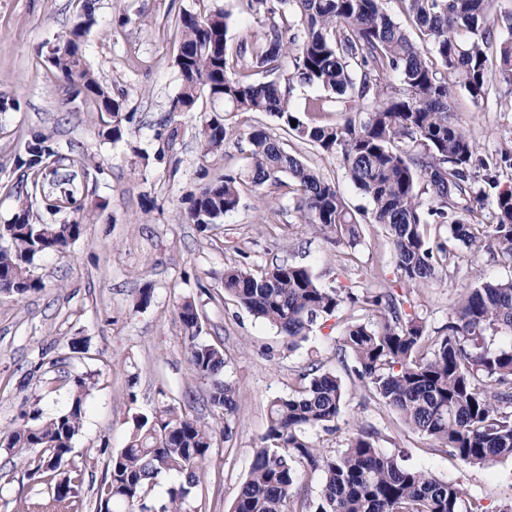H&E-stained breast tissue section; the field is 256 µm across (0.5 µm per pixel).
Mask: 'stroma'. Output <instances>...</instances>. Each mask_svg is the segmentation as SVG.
<instances>
[{
	"mask_svg": "<svg viewBox=\"0 0 512 512\" xmlns=\"http://www.w3.org/2000/svg\"><path fill=\"white\" fill-rule=\"evenodd\" d=\"M87 6L96 23L86 37V61L113 95H124V112L131 117L116 142L100 137L103 114L71 100L45 61L49 47ZM194 6V0H0V96L19 103L18 110L0 112V225L10 223L15 213L6 187L16 180L15 156L33 134L50 135L59 153L85 154L93 169L90 178L77 182L82 236L65 251L37 260L40 290L0 298V512H26V502L47 491L29 475V462L39 449L21 458L4 446L33 410L48 418L68 400L67 386L53 373L32 378L40 362L58 358L62 370L92 376L83 426L73 440L74 456L90 460L78 490L85 512H95L96 487L109 453L124 447L136 416L165 401L201 423L222 427V418L207 402L208 382L188 362L176 311L184 297L194 299L201 312L200 340L223 348L224 375L239 389L233 436L216 438L189 512H229L266 431L270 400L294 394L299 372L312 359L340 377L346 391L337 432L317 435L323 450L342 447L355 427L373 429L380 434V447L403 455L407 465L460 484L485 504L512 500V460L463 466L408 429L337 360L342 325L355 318V311L343 309L337 325L315 328L290 350L275 329L225 298L227 265L244 255L275 257L307 266L327 288L402 287L428 331L435 332L447 324L478 276L510 278L512 265L485 252L473 255L458 244L434 279L399 283L382 225H363L356 249L333 244L301 223L284 187L273 198L244 190L239 209L210 230L189 223L186 195L204 179L243 167L247 154L246 142L233 141L200 163L196 136L209 101L199 99L190 112H169L179 91L175 23ZM452 110L474 137L479 155L512 157L511 88L494 86L479 104L456 91ZM169 122L179 128L172 148L158 136ZM289 145L335 183L351 206H365L335 159L294 139ZM203 168L208 171L204 177L199 174ZM146 288L151 302L143 307L139 301ZM75 341L83 348L78 358L70 350Z\"/></svg>",
	"mask_w": 512,
	"mask_h": 512,
	"instance_id": "stroma-1",
	"label": "stroma"
}]
</instances>
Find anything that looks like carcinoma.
Segmentation results:
<instances>
[{
    "label": "carcinoma",
    "instance_id": "cac0c4a2",
    "mask_svg": "<svg viewBox=\"0 0 512 512\" xmlns=\"http://www.w3.org/2000/svg\"><path fill=\"white\" fill-rule=\"evenodd\" d=\"M179 16L175 57L180 91L169 112H190L205 96L220 112L199 130L203 161L230 141L246 139L247 165L224 170L185 198L189 221L206 231L238 210L243 188L262 194L288 178L293 210L310 231L354 249L361 224L382 225L391 239L396 270L409 283L434 278L460 243L512 264V190L499 189L497 164L477 155L475 142L452 118L454 89L474 103L487 99L488 73L512 87V14L492 20L493 0H398L417 29L412 37L386 8V0H243L268 30L233 45L231 13L197 0ZM94 23L86 9L48 61L72 99L112 117L102 135L123 136L124 101L86 63L84 37ZM397 82H392L391 78ZM335 95L305 102L307 120L292 101L294 81ZM335 111L334 123L319 113ZM232 112L266 113L285 134L336 159L345 178L368 199L353 208L335 183L305 164L287 143L262 128L240 132ZM297 125H291V121ZM15 157L17 209L0 226V295L43 287L34 262L68 248L83 233L80 219L63 224L33 221V208L56 215L82 210L72 184L89 175L82 154L61 157L51 137L36 133ZM491 200L485 222L475 203ZM224 294L288 338L292 348L318 322L342 308L363 312L347 322L338 357L350 356L356 377L412 431L447 449L468 467L512 459V278L479 279L448 317L439 335L391 288L358 292L321 286L309 268L243 260L224 269ZM188 337L193 371L210 382L209 403L224 415L216 431L167 403L134 419L126 445L112 452L96 490V512H186L217 434L232 438L230 417L239 390L224 378V350L198 341L201 314L195 300L177 305ZM90 382L70 380L68 404L42 419L35 413L17 427L7 448L25 456L30 476L50 489L27 512H84L76 493L88 462L76 460ZM344 389L341 380L312 360L298 374V394L271 401L268 425L230 512H490L480 497L434 473L401 464L379 447L378 433L358 429L345 446L325 453L313 431L336 432ZM179 481L167 500L152 504L159 475ZM319 474L318 498H294L307 473Z\"/></svg>",
    "mask_w": 512,
    "mask_h": 512
}]
</instances>
